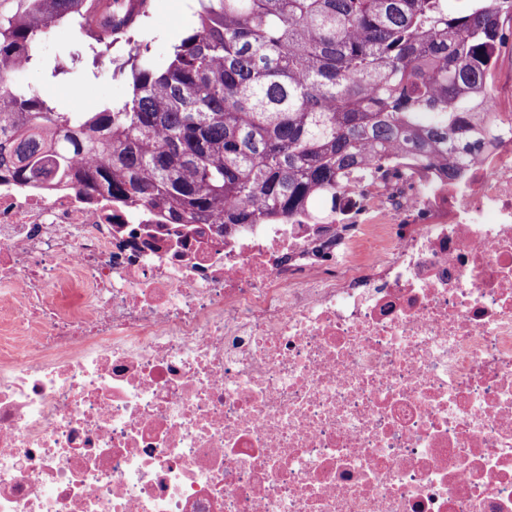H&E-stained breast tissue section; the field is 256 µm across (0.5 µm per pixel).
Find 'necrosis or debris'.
<instances>
[{
    "instance_id": "necrosis-or-debris-1",
    "label": "necrosis or debris",
    "mask_w": 512,
    "mask_h": 512,
    "mask_svg": "<svg viewBox=\"0 0 512 512\" xmlns=\"http://www.w3.org/2000/svg\"><path fill=\"white\" fill-rule=\"evenodd\" d=\"M332 224L0 180V512H512V103Z\"/></svg>"
}]
</instances>
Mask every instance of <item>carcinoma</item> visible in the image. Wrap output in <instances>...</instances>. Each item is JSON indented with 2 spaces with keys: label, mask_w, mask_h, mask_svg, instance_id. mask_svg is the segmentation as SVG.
I'll return each instance as SVG.
<instances>
[{
  "label": "carcinoma",
  "mask_w": 512,
  "mask_h": 512,
  "mask_svg": "<svg viewBox=\"0 0 512 512\" xmlns=\"http://www.w3.org/2000/svg\"><path fill=\"white\" fill-rule=\"evenodd\" d=\"M154 0H0V167L159 209L168 224H325L360 173L398 148L455 163L484 147L512 0H196L162 60L139 34ZM74 25L92 65L111 58L128 96L57 110L22 70L48 65L51 28Z\"/></svg>",
  "instance_id": "1"
}]
</instances>
